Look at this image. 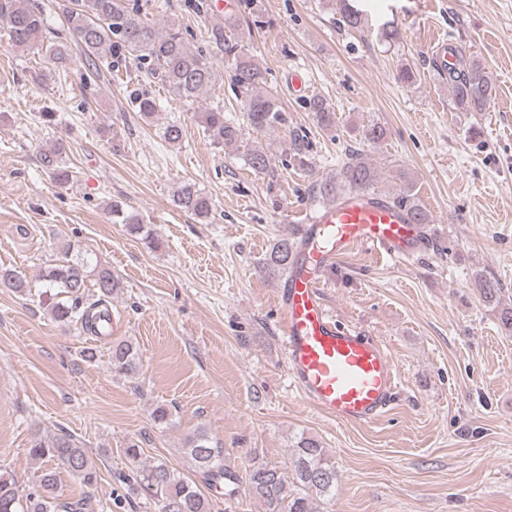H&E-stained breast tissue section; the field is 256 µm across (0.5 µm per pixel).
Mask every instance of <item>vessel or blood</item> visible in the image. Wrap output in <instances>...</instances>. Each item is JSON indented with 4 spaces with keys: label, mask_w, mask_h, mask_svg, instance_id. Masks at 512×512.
Instances as JSON below:
<instances>
[{
    "label": "vessel or blood",
    "mask_w": 512,
    "mask_h": 512,
    "mask_svg": "<svg viewBox=\"0 0 512 512\" xmlns=\"http://www.w3.org/2000/svg\"><path fill=\"white\" fill-rule=\"evenodd\" d=\"M303 248L279 291L280 328L290 380L311 407L332 420L369 426L391 411L397 369L383 343L340 324L319 290L332 260L357 248L393 258L414 255L427 242L424 225L379 196L351 195L310 219Z\"/></svg>",
    "instance_id": "1"
}]
</instances>
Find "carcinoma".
Masks as SVG:
<instances>
[{
	"instance_id": "1",
	"label": "carcinoma",
	"mask_w": 512,
	"mask_h": 512,
	"mask_svg": "<svg viewBox=\"0 0 512 512\" xmlns=\"http://www.w3.org/2000/svg\"><path fill=\"white\" fill-rule=\"evenodd\" d=\"M71 40L81 53L88 68L99 75L102 70L125 60H134L151 76L169 84L178 95L194 101L213 89L219 75L209 52L192 47L182 28L169 24L159 31L137 6L127 7L121 0H63L59 5ZM344 27L359 30L364 18L349 3L340 0ZM0 21L5 23L9 43L26 50L45 42L49 32L47 15L40 0H0ZM210 42L224 53L229 76L240 98L247 126L256 132L275 131L288 125V111L274 95L263 91L266 73L240 49L239 42L224 33V28L212 29ZM448 87L452 101L460 112H484L496 95V87L479 57H461L460 64L448 70ZM133 110L144 119L158 111L155 98L141 93L132 102ZM306 108L314 113L316 123L330 129L336 123L332 105L321 96L306 100ZM198 122L204 127L216 147L237 140L241 127L224 116L221 108L198 113ZM60 144L40 153V163L59 184L73 180V170L64 159ZM244 162L256 173L270 169L268 152L254 145L244 153ZM376 168L359 150H351L342 163L339 176H331L313 186V196L323 204L336 201V196L349 193L377 192ZM393 199L413 216L417 224L432 223L431 215L415 192L414 183L405 179L396 189ZM175 205L203 224L212 218V202L196 185L186 183L174 194ZM112 222L126 225L132 234L141 236L145 243L157 242L143 218L129 212L124 204L114 200L111 205ZM298 242L282 237L275 241L263 263L266 275L281 279L296 262ZM484 305L495 311L502 331L512 334V303L503 302L501 283L483 273H473ZM44 288L50 298L46 309L52 319L74 324L82 330L99 334L109 330L112 317V294L121 287L112 270L94 264L85 255H71L65 251L61 260L42 274ZM26 281L16 271L0 268V288L24 292ZM112 368L134 377L139 369V354L128 341L112 345ZM184 451L205 482L224 486V495L233 497L239 492L240 478L224 463V447L213 440L206 430L199 428L190 435ZM30 454L46 463L58 462L87 488L79 499L64 498L57 492V472L48 467L38 478V490L23 494L12 478L0 473V512H95L100 507L94 486L98 472L80 440L68 433L43 436L37 434L31 441ZM293 477L264 462L256 461L247 474V490L263 502L264 512H317L314 497L331 498L336 490L337 472L328 451L312 437L300 436L295 445ZM131 490L153 500L159 512H214V503L197 484L163 462L139 465L128 480Z\"/></svg>"
}]
</instances>
